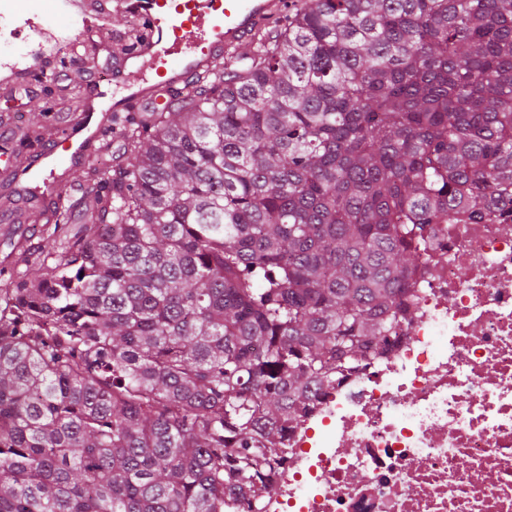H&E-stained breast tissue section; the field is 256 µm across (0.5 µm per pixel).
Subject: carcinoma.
<instances>
[{
    "instance_id": "cac0c4a2",
    "label": "carcinoma",
    "mask_w": 512,
    "mask_h": 512,
    "mask_svg": "<svg viewBox=\"0 0 512 512\" xmlns=\"http://www.w3.org/2000/svg\"><path fill=\"white\" fill-rule=\"evenodd\" d=\"M114 123L0 288V512H259L430 225L512 206V0H297Z\"/></svg>"
}]
</instances>
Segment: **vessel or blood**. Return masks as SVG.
Returning <instances> with one entry per match:
<instances>
[{
    "label": "vessel or blood",
    "mask_w": 512,
    "mask_h": 512,
    "mask_svg": "<svg viewBox=\"0 0 512 512\" xmlns=\"http://www.w3.org/2000/svg\"><path fill=\"white\" fill-rule=\"evenodd\" d=\"M87 31L116 15H137L150 24L135 51L116 57L113 91L87 90L80 121L31 153L17 167L0 169L14 206L57 199L61 177L84 166L96 150L113 113L130 104L156 106L196 73L236 56L254 35L283 18L287 0H82Z\"/></svg>",
    "instance_id": "obj_1"
}]
</instances>
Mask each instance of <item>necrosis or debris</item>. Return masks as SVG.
I'll list each match as a JSON object with an SVG mask.
<instances>
[{
    "mask_svg": "<svg viewBox=\"0 0 512 512\" xmlns=\"http://www.w3.org/2000/svg\"><path fill=\"white\" fill-rule=\"evenodd\" d=\"M389 349L288 433L263 512H512V215L438 224Z\"/></svg>",
    "mask_w": 512,
    "mask_h": 512,
    "instance_id": "necrosis-or-debris-1",
    "label": "necrosis or debris"
}]
</instances>
